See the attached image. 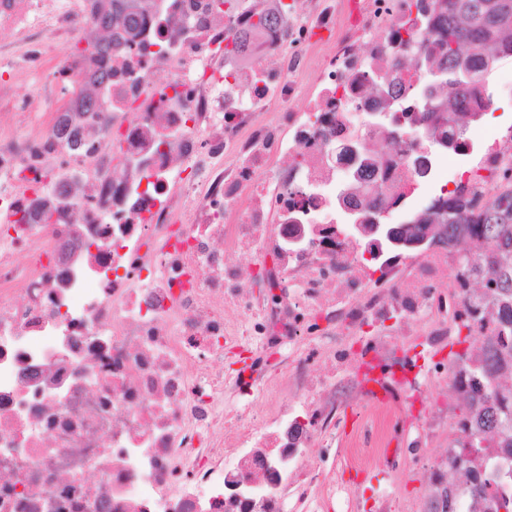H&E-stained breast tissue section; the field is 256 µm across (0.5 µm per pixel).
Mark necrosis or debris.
<instances>
[{
  "label": "necrosis or debris",
  "instance_id": "1",
  "mask_svg": "<svg viewBox=\"0 0 512 512\" xmlns=\"http://www.w3.org/2000/svg\"><path fill=\"white\" fill-rule=\"evenodd\" d=\"M429 2L282 0L243 68L226 49L261 0H144L107 27L112 0H0V111L26 128L0 124V512H415L383 447L400 420L430 507L512 497L496 448L479 466L507 476L484 494L448 481L474 364L442 369L431 421L419 379L364 377L407 361V337L454 345L481 301L445 248L368 261L336 206L354 164L337 150L387 138L369 86L427 36ZM439 151L408 132L356 204L405 202ZM511 169L498 132L447 182L478 211ZM245 348L279 349L276 373L225 376ZM358 399L361 430L337 438ZM315 446L335 447V471L307 468ZM348 470L371 472L370 491Z\"/></svg>",
  "mask_w": 512,
  "mask_h": 512
}]
</instances>
